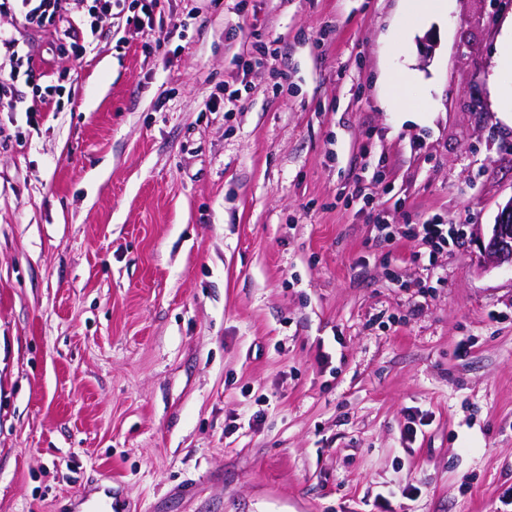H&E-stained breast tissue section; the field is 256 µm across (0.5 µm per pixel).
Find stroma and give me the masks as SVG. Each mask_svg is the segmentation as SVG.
<instances>
[{"mask_svg": "<svg viewBox=\"0 0 512 512\" xmlns=\"http://www.w3.org/2000/svg\"><path fill=\"white\" fill-rule=\"evenodd\" d=\"M83 58L33 41L53 111L0 112V512H502L512 199L488 74L512 0H156ZM276 41L243 75L253 33ZM409 71L422 120L388 103ZM252 90L232 112L225 87ZM460 224L425 289L412 242ZM498 321H490V314ZM424 417L404 437L408 413ZM484 253L492 263L512 267V199L501 208ZM376 228L378 238L384 242L402 238L414 242L415 250L411 258L414 263L422 265L425 271H430L435 266L436 256L453 247L464 234L463 225L443 224L435 218L423 224H407L405 230L400 232L386 222L378 223Z\"/></svg>", "mask_w": 512, "mask_h": 512, "instance_id": "1", "label": "stroma"}]
</instances>
